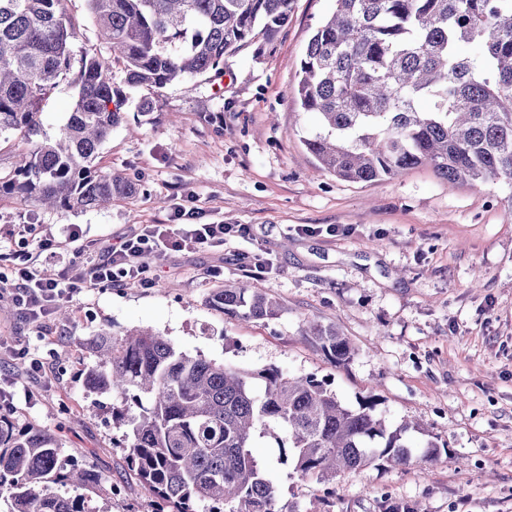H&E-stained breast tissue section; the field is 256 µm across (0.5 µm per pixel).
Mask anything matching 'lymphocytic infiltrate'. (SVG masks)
<instances>
[{"instance_id":"obj_1","label":"lymphocytic infiltrate","mask_w":512,"mask_h":512,"mask_svg":"<svg viewBox=\"0 0 512 512\" xmlns=\"http://www.w3.org/2000/svg\"><path fill=\"white\" fill-rule=\"evenodd\" d=\"M196 209H178L172 224H142L126 233L119 244L96 248L81 242L78 231L66 240L45 238L36 247L20 239L14 251L11 270L15 285L10 292L15 306L29 320L45 316L61 301L75 294L108 288L124 282L150 285L157 277L148 264L149 258L167 252L197 251L218 247L232 237H242L249 229L242 224H200ZM99 251V258L86 260L78 274L67 269L38 268L41 255L72 253L83 258L85 252Z\"/></svg>"}]
</instances>
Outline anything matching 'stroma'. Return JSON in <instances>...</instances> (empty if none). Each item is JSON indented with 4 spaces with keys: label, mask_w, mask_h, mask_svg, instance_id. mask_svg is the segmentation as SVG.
Wrapping results in <instances>:
<instances>
[{
    "label": "stroma",
    "mask_w": 512,
    "mask_h": 512,
    "mask_svg": "<svg viewBox=\"0 0 512 512\" xmlns=\"http://www.w3.org/2000/svg\"><path fill=\"white\" fill-rule=\"evenodd\" d=\"M333 0H295L287 24L262 52L224 61L223 77L188 79L154 93L127 89V122L99 154L135 193L102 209L44 210L0 196V254L61 238L117 242L132 226L166 224L194 205L202 222L244 224L224 246L151 259L154 285L103 288L66 301L67 319L29 321L0 295V389L10 417L57 437L65 460L100 477L85 491L97 512H153L127 470L115 395L83 384L101 331L159 332L182 352L242 370L274 366L327 380L355 406L374 398L392 424L409 419L443 449L431 461L370 466L318 484L280 463L259 440L280 504L301 512H381L384 500L415 512H512V187L455 188L431 169L348 182L321 170L302 142L314 126L286 95ZM152 98V113H138ZM267 259L260 283L281 314L224 316L209 297L245 280L244 257ZM336 327L355 355L336 364L302 324ZM27 357H18V348ZM40 371L28 375L30 362Z\"/></svg>",
    "instance_id": "35a3bbf8"
}]
</instances>
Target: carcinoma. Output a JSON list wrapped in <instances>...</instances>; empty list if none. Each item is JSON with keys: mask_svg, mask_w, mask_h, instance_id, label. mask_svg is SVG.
I'll use <instances>...</instances> for the list:
<instances>
[{"mask_svg": "<svg viewBox=\"0 0 512 512\" xmlns=\"http://www.w3.org/2000/svg\"><path fill=\"white\" fill-rule=\"evenodd\" d=\"M63 0H0V136L22 143L0 194L67 210L135 193L96 163L126 119L109 58L84 47L69 82L76 37ZM99 38L123 60V83L159 92L210 74L224 57L257 52L288 22L294 0H88ZM300 61L294 102L316 119L304 138L322 168L349 182L393 178L426 165L452 185H512V0H333ZM68 83L74 107L54 136L41 104ZM225 315L274 319L276 298L254 282H226L209 298ZM338 363L354 354L332 325L309 327ZM86 387L114 393L129 471L153 493L155 512H282L257 439L278 441L293 473L318 484L382 461L408 465L422 443L365 401L343 404L325 380L276 367L244 371L179 352L151 329L101 333ZM91 471L61 458V443L0 417V499L10 512H89ZM60 486L67 493L57 491Z\"/></svg>", "mask_w": 512, "mask_h": 512, "instance_id": "cac0c4a2", "label": "carcinoma"}]
</instances>
